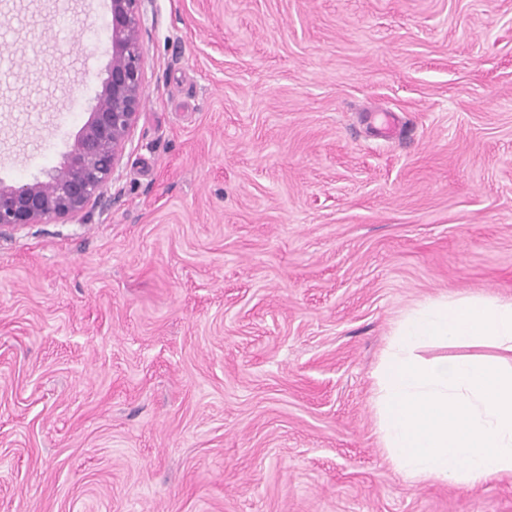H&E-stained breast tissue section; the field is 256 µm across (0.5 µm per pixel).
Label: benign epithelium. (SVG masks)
<instances>
[{"mask_svg":"<svg viewBox=\"0 0 512 512\" xmlns=\"http://www.w3.org/2000/svg\"><path fill=\"white\" fill-rule=\"evenodd\" d=\"M143 0H110L111 58L96 103L60 167L45 180H0V229L80 220L101 203L143 101Z\"/></svg>","mask_w":512,"mask_h":512,"instance_id":"1","label":"benign epithelium"}]
</instances>
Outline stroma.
Listing matches in <instances>:
<instances>
[{"mask_svg":"<svg viewBox=\"0 0 512 512\" xmlns=\"http://www.w3.org/2000/svg\"><path fill=\"white\" fill-rule=\"evenodd\" d=\"M106 16L0 0V180L73 143ZM143 19L111 205L0 231V512H512L397 472L371 378L418 303L512 299V0Z\"/></svg>","mask_w":512,"mask_h":512,"instance_id":"1","label":"stroma"}]
</instances>
